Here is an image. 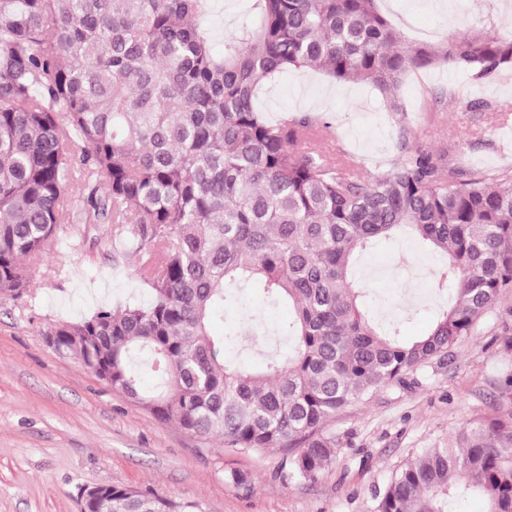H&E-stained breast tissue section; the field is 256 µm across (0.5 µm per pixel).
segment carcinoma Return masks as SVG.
<instances>
[{"instance_id":"1","label":"carcinoma","mask_w":512,"mask_h":512,"mask_svg":"<svg viewBox=\"0 0 512 512\" xmlns=\"http://www.w3.org/2000/svg\"><path fill=\"white\" fill-rule=\"evenodd\" d=\"M215 2L0 0V293L27 288L65 213L111 224L114 258H133L150 300L51 326L54 349L200 440L292 448L291 473L311 482L336 456L328 418L447 355L512 288V167L458 166L413 143L399 95L439 63L478 80L512 68V38L405 47L376 0H247L252 26L217 51ZM302 70L368 85L403 116L384 171L336 149L327 121L264 117L258 91ZM401 236L442 255L437 288L455 287L413 340L374 323L353 273ZM241 285L290 310L288 353L258 371L225 360L211 330ZM468 492L512 512V421L426 449L377 512H450ZM80 512L199 506L105 486Z\"/></svg>"}]
</instances>
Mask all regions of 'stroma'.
<instances>
[{"instance_id":"stroma-1","label":"stroma","mask_w":512,"mask_h":512,"mask_svg":"<svg viewBox=\"0 0 512 512\" xmlns=\"http://www.w3.org/2000/svg\"><path fill=\"white\" fill-rule=\"evenodd\" d=\"M378 5L407 46L456 32L512 36V0ZM401 93L418 144L479 167L501 164V132L512 128L511 71L479 82L443 64L409 77ZM260 100L271 119L286 111L332 119L339 147L370 169L398 153V119L369 88L293 72L264 87ZM475 100L496 109H470ZM439 263V255L391 238L364 253L356 273L369 284L372 311L403 322L404 336L412 338L439 310L431 287ZM132 264L113 260L111 225L79 224L69 214L29 267L26 293L0 294V512H79V490L93 486L151 489L196 502L202 512H376L394 472L422 449L453 445L463 427L512 413V398L503 392L512 373L509 288L448 356L330 418L323 431L335 437L338 451L316 481L288 478L290 449L245 453L196 439L48 345L46 332L56 322L79 320L104 304L148 301ZM239 296L238 306L215 316L214 333L237 331L250 309L260 310L270 328L288 318L287 308L264 305L251 290ZM233 471L247 476V487L230 481Z\"/></svg>"}]
</instances>
